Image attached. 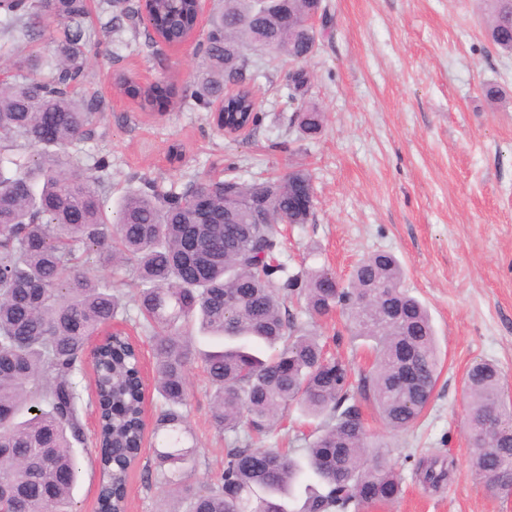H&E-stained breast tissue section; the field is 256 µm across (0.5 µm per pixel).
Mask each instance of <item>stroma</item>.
I'll return each instance as SVG.
<instances>
[{"label":"stroma","mask_w":512,"mask_h":512,"mask_svg":"<svg viewBox=\"0 0 512 512\" xmlns=\"http://www.w3.org/2000/svg\"><path fill=\"white\" fill-rule=\"evenodd\" d=\"M327 12L319 47L307 66L306 94L326 115L316 138L299 139L289 111L273 90L287 62L257 77L263 113L260 128L231 140L217 133L206 113L187 108L197 60L191 47L138 43L94 57L87 92L106 102L86 149L109 155L112 171L103 188L108 210L132 180L167 186L189 176H224L228 164L249 181L264 173L309 170L314 215L306 224H284V256L325 267L347 283L364 255L394 254L405 269L403 286L429 309L442 370L421 422L406 432L388 431L372 400L362 402L367 429L385 444L403 477L389 505L365 512H512V498L490 495L468 476L471 449L465 435L463 381L479 360L498 365L512 383V57L488 40L476 0H323ZM141 87H161L148 109L120 91L119 74ZM499 87L502 99L486 96ZM181 144L183 160L167 150ZM345 320L333 314L318 328L330 339ZM331 352L355 373L370 369L363 341L343 339ZM189 439L198 448L197 477L219 471L225 443L211 422L205 375L192 367ZM436 453L456 475L439 493L426 492L415 476L418 459ZM82 473L73 492L74 512H96L97 474L92 445L77 447Z\"/></svg>","instance_id":"stroma-1"}]
</instances>
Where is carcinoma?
Instances as JSON below:
<instances>
[{"label":"carcinoma","mask_w":512,"mask_h":512,"mask_svg":"<svg viewBox=\"0 0 512 512\" xmlns=\"http://www.w3.org/2000/svg\"><path fill=\"white\" fill-rule=\"evenodd\" d=\"M491 43L512 54V0H480ZM108 38L141 19L143 0H104ZM318 0H218L202 43L191 105L212 112L224 88L243 90L227 101L216 128L262 117L252 103L251 55L267 62L306 58L318 35L308 28ZM155 23L176 35L195 27L193 0H152ZM87 0H0V36L15 42L41 36L48 23L62 37L50 56L17 52L0 80V508L5 512H72L80 467L74 448L86 442L84 409L98 419L97 512H126L130 471L144 440V390L136 340L112 331L126 312L124 294L84 268L79 255H98L113 273L131 275L134 326L149 341L157 364L154 415L163 444L143 464L146 487L159 486L179 502L163 512H358L361 486L373 503L393 502L402 477L379 446L371 445L358 398L371 396L393 432L413 427L430 403L441 357L425 305L403 288L404 270L392 254L359 261L345 288H332L329 269L292 265L276 229L282 217L306 224L311 214L288 211V184L311 180L304 168L246 183L227 166L220 178H196L165 188L143 178L109 216L100 186L110 176L106 155L94 159L101 98L80 97L90 58L103 42L85 25ZM309 73H287L279 97L294 111L289 124L307 137L324 115L304 98ZM118 84L153 104L159 87ZM295 310H290L289 306ZM341 310L354 337L374 358L353 380L348 363L330 354L312 330ZM220 340L201 351L192 336ZM414 345V378L398 382L404 344ZM206 375L213 426L224 436V467L196 477V452L185 446L193 394L188 371ZM504 378L476 361L464 381L472 448L470 474L487 492L512 494V406L501 399ZM292 409L323 423L298 453L262 448ZM493 416L499 433L481 436ZM424 488L440 489L451 469L438 456L419 460Z\"/></svg>","instance_id":"cac0c4a2"}]
</instances>
